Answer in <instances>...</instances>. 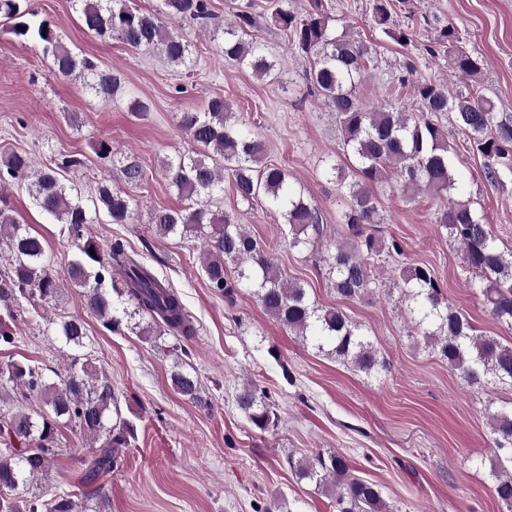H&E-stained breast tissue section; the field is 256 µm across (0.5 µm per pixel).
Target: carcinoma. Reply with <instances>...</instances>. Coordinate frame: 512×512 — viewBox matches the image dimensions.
Masks as SVG:
<instances>
[{"label": "carcinoma", "instance_id": "1", "mask_svg": "<svg viewBox=\"0 0 512 512\" xmlns=\"http://www.w3.org/2000/svg\"><path fill=\"white\" fill-rule=\"evenodd\" d=\"M87 30L99 37L115 38L135 49L157 51L175 73L192 65L191 42L173 23L190 20L210 29L224 58L254 76L264 79L279 74L277 63L268 58L265 48L247 39L257 27L253 3H246L236 21L223 28L212 26L214 14L209 0H160L151 11L132 7L126 0H74ZM393 0H373L372 20L390 39L410 44V33L394 27ZM35 13L28 0H0V19L7 21V33L21 41H31L51 58L54 71L63 77L81 79L106 98L116 96L114 77L103 74L89 57L67 48L45 21L33 20ZM297 53L314 58L310 80L324 104L336 115L345 151L353 157L354 179H340L347 201L343 212L348 237L331 246L321 245L324 234L322 212L305 197L281 165L262 164L266 143L247 128L240 127L236 115L221 96L212 97L202 112H185L180 127L196 151L164 161L170 186L185 201L177 210H157L152 227L161 237L202 239L201 267L209 285L233 303L241 289L247 288L264 311L288 331L303 340L313 338L317 347L328 348L336 359L355 370L370 374L384 367L377 351L362 328L340 308H321L308 298L299 283L280 279L273 258L237 219L213 209L224 194V174L232 178L236 194L249 204L259 200L279 214L288 225V245L311 252L325 249L323 262L332 287L345 300L368 297L377 288L369 258L383 251L401 252L400 244L376 242L365 235L370 224L384 220L378 198L369 185L379 184L388 175L405 191L423 189L443 203L436 223L448 240L462 251L465 268L479 277L477 288L490 314L512 327V251L505 252L471 202L457 196L451 174V159L444 130L433 116L448 113L458 130L473 143L484 158L482 175L491 183H504L512 177V117L498 115L492 98L475 82L466 94L448 95V89L434 82L413 84V96L420 103L417 113L391 105L369 107L356 89L365 79L371 62V48L345 33H337L323 0H307L304 12L296 11L292 0H277L265 16ZM24 30H19V27ZM459 31L452 25L441 28L435 44L446 49L448 67L467 78L481 73V61L457 48ZM125 182L138 185L144 180L142 167L129 161L122 168ZM27 184L35 204L57 223L78 250L67 268L66 280L47 268L43 240L31 234L0 205V243H6L12 263L0 271V346L16 342L10 326L15 312L27 302L49 305L58 300L65 283L83 289L86 307L116 330L121 319L116 315L114 297H128L138 313L151 325L144 334L189 339L196 328L175 289L160 279L145 263L134 258L120 239L101 243L88 232L95 215L103 211L114 224L132 219L133 203L122 191L101 183L97 188L94 211L80 198L72 196L61 183L59 172L51 167L32 171L27 156L11 153L0 160V186ZM400 288L410 301L409 314L416 335L457 371L469 385L495 384L512 388V345L494 336L478 335L467 319L448 304L432 271L421 265L400 272ZM58 336L76 349L84 347L87 336L84 322L72 318L60 324ZM50 383L44 368L24 363L0 367V390L11 385L24 395L42 396L49 414L23 411L0 414V435L18 439L23 447L0 449V512H76L68 494L48 500L20 499L12 492L30 478L48 473L57 455L58 424L70 425L97 443L91 448L86 483L119 469L118 449L131 446L135 438L132 420L122 416L120 398L109 378L98 372L79 354L70 355L66 368ZM174 389L200 405H206L198 376L176 370L171 374ZM237 407L251 427L262 432L277 426L275 402L268 391L253 382L243 384L236 393ZM489 426L498 453L490 464V477L497 500L512 512V408L489 414ZM299 478L329 491L335 512H383L385 503L379 485L350 474L349 460L341 453H316L298 462Z\"/></svg>", "mask_w": 512, "mask_h": 512}]
</instances>
